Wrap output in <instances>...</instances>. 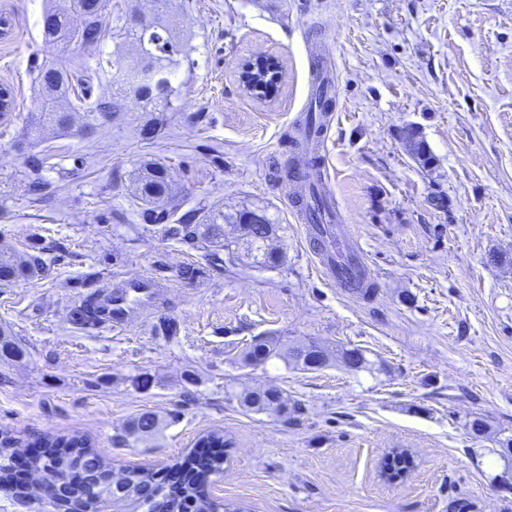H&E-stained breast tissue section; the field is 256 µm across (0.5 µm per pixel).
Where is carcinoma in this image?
I'll use <instances>...</instances> for the list:
<instances>
[{
    "instance_id": "cac0c4a2",
    "label": "carcinoma",
    "mask_w": 512,
    "mask_h": 512,
    "mask_svg": "<svg viewBox=\"0 0 512 512\" xmlns=\"http://www.w3.org/2000/svg\"><path fill=\"white\" fill-rule=\"evenodd\" d=\"M108 0H58L45 12L54 18L53 23L43 27V36L53 43L68 45L75 43L82 49L99 46L107 32ZM80 16V24L73 26L71 13ZM139 51V62L134 66H119L120 79L112 89V100L100 99L92 106H85V97L71 96L73 76L69 68L47 67L39 70L38 78L45 92L31 114L26 134L36 135L46 124L59 130L73 125L74 114L83 113L85 126L96 128L113 120L121 111L119 100L132 94L145 104L149 112H173L179 90L174 86L184 50L173 34V26L156 20L141 29H128ZM330 80L317 76L308 111L328 113L333 104L329 90ZM137 190L147 208L140 215L148 224L157 227L163 236L174 239L193 249H207L211 244L224 240V225L234 224L250 248L263 252V263L275 266L281 256L264 250L265 242L274 232L270 219L262 224H251L248 219L255 211L243 209L233 215L224 214L220 207L198 206L178 213L179 206L172 204L169 173L166 166L152 164L146 167L138 181ZM45 259L39 253L24 257L0 258V282L11 283L25 280L41 271ZM102 291L98 290L83 300L75 321L82 325L98 324L101 315L107 312V304L99 302ZM6 332L0 330V359L19 361L24 351L15 343L4 339ZM331 359L325 347L315 341L291 347L272 339L254 340L245 353V360L254 364H265L273 358L301 370L309 371L307 357L313 352ZM243 407L255 411H273L286 417L292 411L283 393L275 388L264 391H244L239 396ZM162 431V420L151 411L140 413L126 426L125 433L136 439H146ZM20 439L9 432L0 433V487L24 494L27 485L15 481L16 449ZM201 448H214L216 452L203 460L190 452L176 458L169 469L181 477L178 492L169 491L165 478L153 471L134 467H113L94 447L91 438L84 434H44L31 443L38 452L27 459L28 468L40 474L43 480L64 481L65 496L58 504L59 512H65L68 499L81 500L86 512H109L114 501L120 499L126 512H216L217 504L209 491V479L221 472L224 453L229 443L224 434L209 432L202 436ZM382 465L387 476L399 477L413 467L410 454L397 448L387 454Z\"/></svg>"
}]
</instances>
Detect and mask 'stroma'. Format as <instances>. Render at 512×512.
<instances>
[{
    "instance_id": "obj_1",
    "label": "stroma",
    "mask_w": 512,
    "mask_h": 512,
    "mask_svg": "<svg viewBox=\"0 0 512 512\" xmlns=\"http://www.w3.org/2000/svg\"><path fill=\"white\" fill-rule=\"evenodd\" d=\"M114 15L95 55L44 41L51 0H0V86L12 120L0 127V253L49 247L36 277L0 284V328L26 355L0 361V430L22 444L81 432L114 467L157 470L211 430L232 446L210 491L231 512H512L499 480L512 470V0H169L191 65L178 109L152 113L129 97L110 125L22 130L40 89L34 70L98 58L86 85L111 95L138 48ZM279 59L277 91L257 99L239 81L255 55ZM335 84L315 180L335 197L375 284L361 297L328 280L291 201L289 138L306 110L313 56ZM421 141L429 162L411 147ZM47 150L41 200L27 157ZM167 166L184 208H243L269 217L282 256L268 267L239 251L223 269L147 231L133 196L144 165ZM198 268L196 279L182 267ZM165 284L160 302L124 329L73 321L92 274ZM170 320L174 332L155 331ZM316 339L358 348L367 368L341 360L304 372L272 359L247 364L257 338ZM148 379L146 388L132 384ZM275 387L299 411L284 420L243 408L245 388ZM151 410L166 424L122 442L125 423ZM483 417L485 438L467 423ZM392 448L415 468L380 479Z\"/></svg>"
}]
</instances>
